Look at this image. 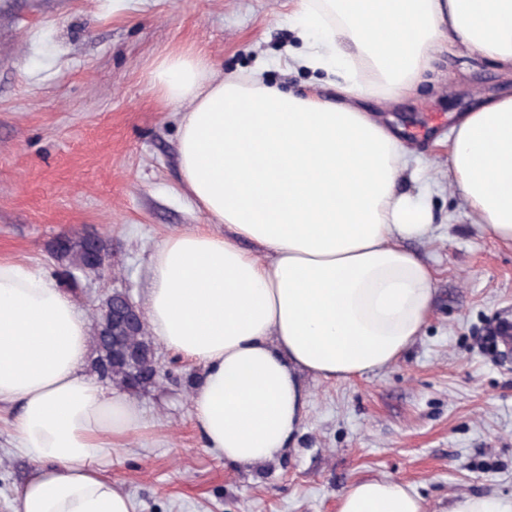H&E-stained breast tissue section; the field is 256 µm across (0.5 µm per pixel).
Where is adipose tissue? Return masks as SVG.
<instances>
[{
    "mask_svg": "<svg viewBox=\"0 0 512 512\" xmlns=\"http://www.w3.org/2000/svg\"><path fill=\"white\" fill-rule=\"evenodd\" d=\"M297 66L337 77L340 101L215 77L199 51L165 57L158 96L184 105L182 188L208 224L162 239L145 306L153 336L201 366L192 416L226 461H276L299 429L308 373L349 381L395 361L427 321L434 271L408 251L434 234L430 191L366 99L410 97L437 49L463 44L512 71V0H293ZM412 189H402L403 179ZM448 180L512 243V96L462 113ZM87 320L48 275L0 260V404L37 464L13 512H132L103 474L143 429L141 407L83 372ZM337 512H424L410 487L352 483Z\"/></svg>",
    "mask_w": 512,
    "mask_h": 512,
    "instance_id": "obj_1",
    "label": "adipose tissue"
}]
</instances>
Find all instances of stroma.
Segmentation results:
<instances>
[{"instance_id":"1","label":"stroma","mask_w":512,"mask_h":512,"mask_svg":"<svg viewBox=\"0 0 512 512\" xmlns=\"http://www.w3.org/2000/svg\"><path fill=\"white\" fill-rule=\"evenodd\" d=\"M289 0H0V258L57 273L47 244L76 231L112 242L111 272L82 280L76 303L129 289L143 302L148 266L166 236L204 224L177 167L179 104L151 72L168 54L202 51L216 76L265 62L270 83L335 87L306 69L283 71L301 39ZM512 94V74L462 45L435 53L425 83L392 118L438 179L434 239L408 242L435 273L421 335L384 369L352 381L305 376V420L284 456L250 468L225 463L192 420L198 367L158 348L173 379L136 400L146 429L113 449L105 475L134 512H337L353 482L410 486L426 512L461 495L512 498V347L486 331L512 320V246L476 224L448 184L446 145L458 115ZM12 406H0V512L36 464L14 447Z\"/></svg>"}]
</instances>
